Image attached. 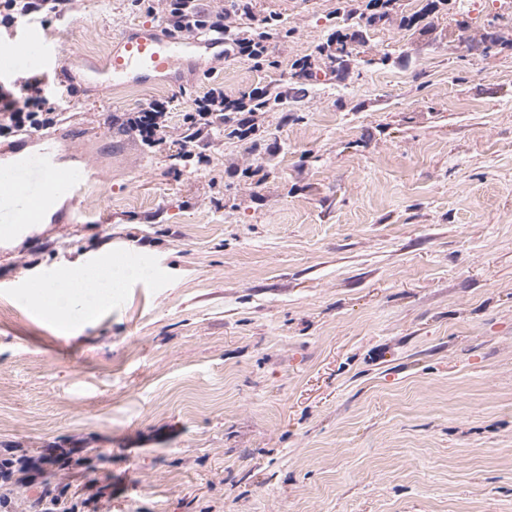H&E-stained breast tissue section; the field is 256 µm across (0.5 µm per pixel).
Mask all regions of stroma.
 Here are the masks:
<instances>
[{"instance_id": "35a3bbf8", "label": "stroma", "mask_w": 512, "mask_h": 512, "mask_svg": "<svg viewBox=\"0 0 512 512\" xmlns=\"http://www.w3.org/2000/svg\"><path fill=\"white\" fill-rule=\"evenodd\" d=\"M365 0H250L292 33L258 68L207 56L149 88L91 77L163 0H70L74 96L61 155L98 178L80 223L0 243V451L78 448L44 480H108V512H512V51L450 43L512 26V0H448L420 35L391 25L349 75L289 96L336 14ZM283 96L252 132L178 158L210 88ZM170 100L149 148L116 123ZM78 126L80 137L70 128ZM133 275L67 322L27 295L105 258Z\"/></svg>"}]
</instances>
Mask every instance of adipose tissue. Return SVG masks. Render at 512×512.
<instances>
[{"mask_svg": "<svg viewBox=\"0 0 512 512\" xmlns=\"http://www.w3.org/2000/svg\"><path fill=\"white\" fill-rule=\"evenodd\" d=\"M126 277L125 268L109 262L72 266L58 279L35 286L31 298L47 314L77 321L110 303L113 290L122 287Z\"/></svg>", "mask_w": 512, "mask_h": 512, "instance_id": "ef3b65f1", "label": "adipose tissue"}]
</instances>
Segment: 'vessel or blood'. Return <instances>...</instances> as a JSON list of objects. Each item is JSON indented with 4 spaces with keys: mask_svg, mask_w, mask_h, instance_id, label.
<instances>
[{
    "mask_svg": "<svg viewBox=\"0 0 512 512\" xmlns=\"http://www.w3.org/2000/svg\"><path fill=\"white\" fill-rule=\"evenodd\" d=\"M220 38L183 39L145 25L125 33L112 46L102 72L120 85L145 86L170 78L192 57L222 56ZM58 49L41 21L31 20L0 39V76L9 77L27 63L41 70L55 68ZM91 182L88 167L65 166L51 138H41L36 153L24 145L0 150V232L16 224H43L58 199L66 213L78 220L81 200Z\"/></svg>",
    "mask_w": 512,
    "mask_h": 512,
    "instance_id": "obj_1",
    "label": "vessel or blood"
}]
</instances>
